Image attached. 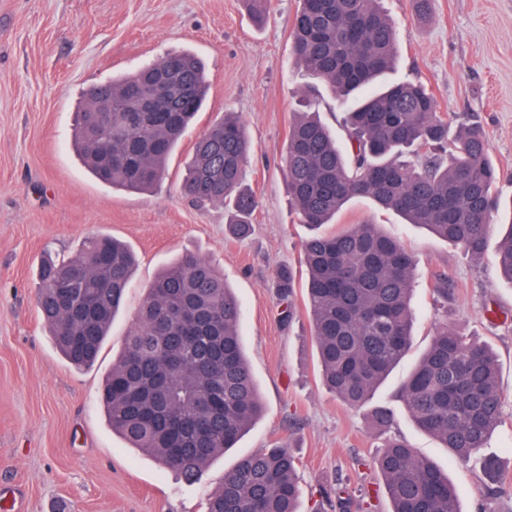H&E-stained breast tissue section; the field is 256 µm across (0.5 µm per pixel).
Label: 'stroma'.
Wrapping results in <instances>:
<instances>
[{
    "label": "stroma",
    "mask_w": 512,
    "mask_h": 512,
    "mask_svg": "<svg viewBox=\"0 0 512 512\" xmlns=\"http://www.w3.org/2000/svg\"><path fill=\"white\" fill-rule=\"evenodd\" d=\"M381 6L397 26L400 58L391 80L422 82L439 111L480 122L504 170L502 200L512 201V0H430L424 18L411 0ZM297 8L298 0H270L259 25L244 0H0V512H202L239 458L275 442L299 460L300 512H312L319 487L340 475L349 479L348 493L369 497V512H390L376 467L389 435L447 470L461 512H512V495L487 501L480 469L419 430L398 399L439 317L489 344L505 421L486 452L512 480V282L492 258L474 261L363 199L342 213L343 225H379L417 263L412 347L372 399L394 412L385 432L371 425L369 408L350 407L322 385L306 316L290 325L281 319L272 279L278 267L298 265L310 232L288 205L281 166L288 123L308 101L334 131L343 121L330 88L291 58ZM177 52L202 60L207 91L163 182L143 194L98 182L73 147L74 115L89 89ZM228 113L246 126V185L260 202L243 238L230 235L223 206L198 208L180 194L195 142ZM94 235L124 241L138 266L98 361L78 369L40 318L37 272L43 258H72ZM186 251L234 288L265 405L237 448L192 482L129 448L99 401L155 275ZM443 274L453 292L438 303L433 285Z\"/></svg>",
    "instance_id": "obj_1"
}]
</instances>
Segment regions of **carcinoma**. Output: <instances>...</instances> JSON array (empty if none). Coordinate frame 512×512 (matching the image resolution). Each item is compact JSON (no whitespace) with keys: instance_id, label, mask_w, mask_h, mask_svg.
I'll return each mask as SVG.
<instances>
[{"instance_id":"cac0c4a2","label":"carcinoma","mask_w":512,"mask_h":512,"mask_svg":"<svg viewBox=\"0 0 512 512\" xmlns=\"http://www.w3.org/2000/svg\"><path fill=\"white\" fill-rule=\"evenodd\" d=\"M291 31L295 62L321 78L345 106V143L314 112H295L288 126L284 167L289 204L312 234L300 265L276 273L282 321L297 314L295 290L306 295L312 345L325 386L343 403L362 407L408 354L416 319L412 305L416 261L376 224L326 226L356 198H365L418 225L473 260L498 238L494 262L512 281V217L498 232L501 170L482 126L454 123L438 111L420 82H399L361 95L397 58L394 22L381 0H299ZM180 72L168 100L187 85L191 97L167 112H137L135 92L148 87L168 60ZM206 83L200 62L171 54L135 74L93 86L77 113L75 145L85 166L114 189L147 192L199 111ZM112 104V130L95 124L92 108ZM250 143L228 113L195 143L182 184L199 206L230 207V231L243 236L259 207L244 186ZM133 253L110 236L90 237L73 258L48 261L39 273L38 307L53 342L76 368L97 360L123 306ZM241 306L224 276L194 253L162 270L106 375L101 403L112 432L188 481L236 447L263 412L242 337ZM493 349L443 321L399 393L411 420L461 463L479 459L494 496L497 459L480 456L504 422ZM299 462L274 443L239 459L206 500L204 512H298ZM391 512H460L448 474L419 457L401 438L377 459ZM364 503L345 494L342 477L323 486L315 512H352Z\"/></svg>"}]
</instances>
